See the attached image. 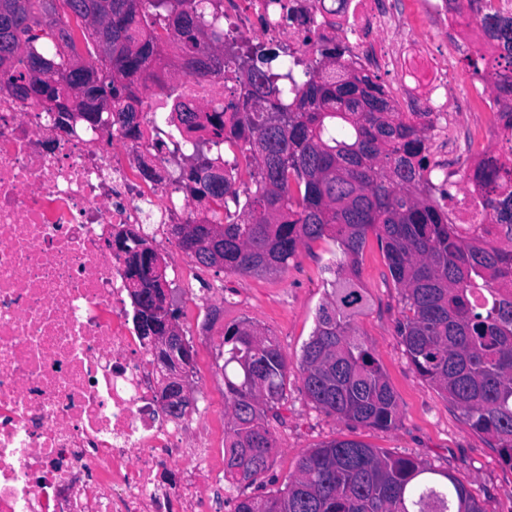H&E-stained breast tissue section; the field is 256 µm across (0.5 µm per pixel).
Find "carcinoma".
Here are the masks:
<instances>
[{
  "label": "carcinoma",
  "instance_id": "1",
  "mask_svg": "<svg viewBox=\"0 0 512 512\" xmlns=\"http://www.w3.org/2000/svg\"><path fill=\"white\" fill-rule=\"evenodd\" d=\"M103 0H0V88L39 102L16 87L40 82L36 62L57 77L55 99L92 124L112 99L113 123L139 133L143 100L136 91L169 66L166 49L185 58L182 72L204 76L224 49L219 0H112V28ZM492 50L508 67L493 69L490 88L502 132H512V17L487 21ZM98 64L81 61L79 44ZM228 60L249 69L254 111L237 113L224 136V113L211 118L212 145L243 138L253 189L230 224H195L180 247L205 267L224 252L236 274L284 270L309 241L335 249L324 272L328 300L300 361L303 391L326 414L374 429L392 427L397 398L356 320L365 308L359 257L369 234L403 288L409 315L398 334L426 380L461 412L469 428L488 436L512 465V171H484L487 222L466 230L448 223L442 200L425 186L428 128L420 112H399L382 85L321 46L302 76L262 44ZM195 108L180 99L161 124L198 128ZM186 187L221 209L237 200L234 179L216 173L192 140ZM224 481L253 484L278 450L267 422L288 401V359L275 338L255 324L224 328ZM433 470L417 456L381 452L356 439L308 450L285 489L238 500L234 512H483L457 477Z\"/></svg>",
  "mask_w": 512,
  "mask_h": 512
}]
</instances>
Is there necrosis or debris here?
<instances>
[{"label": "necrosis or debris", "mask_w": 512, "mask_h": 512, "mask_svg": "<svg viewBox=\"0 0 512 512\" xmlns=\"http://www.w3.org/2000/svg\"><path fill=\"white\" fill-rule=\"evenodd\" d=\"M423 0L455 43L488 54L484 19L512 0ZM224 46L251 37L289 62L308 58L309 33L341 45L356 68L400 76L406 111L421 112L447 171L445 95L455 80L427 41L381 46L400 28L377 0H221ZM49 105L0 93V512H205L224 462L166 412L155 357L129 325L124 257L110 232L134 229L164 248L207 199L184 193L169 167L187 145L142 112L139 135L105 112L97 124H54ZM512 158L503 142L467 158L464 187L445 200L453 224L482 211L480 174Z\"/></svg>", "instance_id": "4bbe7bcc"}]
</instances>
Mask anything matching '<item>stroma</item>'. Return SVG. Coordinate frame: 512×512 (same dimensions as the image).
Segmentation results:
<instances>
[{
    "label": "stroma",
    "instance_id": "stroma-1",
    "mask_svg": "<svg viewBox=\"0 0 512 512\" xmlns=\"http://www.w3.org/2000/svg\"><path fill=\"white\" fill-rule=\"evenodd\" d=\"M413 37L425 38L437 53L452 57L457 77L451 99L471 90L469 61L454 56L444 31L424 22L389 32L384 40L394 47L400 40ZM455 119L451 134L458 139L460 154L497 145L499 136L493 123L476 124L470 112L457 113ZM329 249V240L308 242L286 270L261 275L199 266L178 247L164 257L166 265L178 263L189 271L181 286L172 287L171 292L179 297L180 331L196 352L194 374L189 379L193 393L189 412L214 448H223L224 434L213 431L212 423L227 416L221 370L225 327L243 321L255 323L276 338L290 364L288 402L279 416L269 420L278 452L260 482L225 488L220 512H234L238 499L285 489L309 448L343 438L396 455L421 457L432 470L460 478L483 512H512V466L502 461L487 436L469 428L460 411L420 376L409 360L398 334L406 314L403 291L392 278L375 237H368L359 258V283L367 309L357 326L396 395V423L383 431L348 424L325 414L304 395L299 363L314 328L316 310L326 299L321 269L330 256Z\"/></svg>",
    "mask_w": 512,
    "mask_h": 512
}]
</instances>
